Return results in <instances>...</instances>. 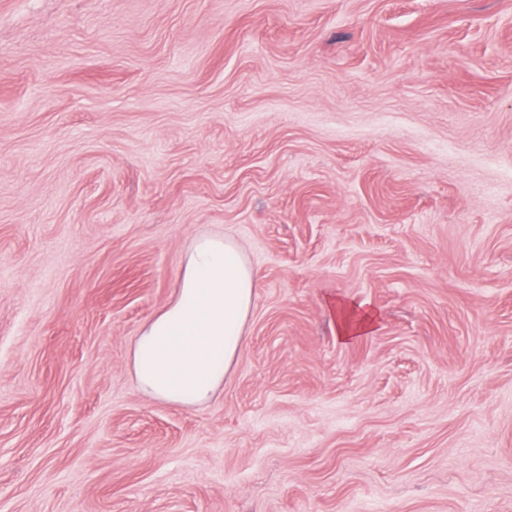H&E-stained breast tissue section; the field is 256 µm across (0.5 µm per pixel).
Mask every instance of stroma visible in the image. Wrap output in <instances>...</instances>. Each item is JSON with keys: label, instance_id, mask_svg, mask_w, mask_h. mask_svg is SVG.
I'll return each instance as SVG.
<instances>
[{"label": "stroma", "instance_id": "1", "mask_svg": "<svg viewBox=\"0 0 512 512\" xmlns=\"http://www.w3.org/2000/svg\"><path fill=\"white\" fill-rule=\"evenodd\" d=\"M212 233L186 409L128 356ZM0 512H512V0H0ZM254 294L253 268L235 240L192 238L175 296L134 341L130 366L140 390L183 408L212 401L239 356ZM328 307L336 315L337 338L345 342L368 333L376 321V314L364 305H354L336 298L329 302Z\"/></svg>", "mask_w": 512, "mask_h": 512}]
</instances>
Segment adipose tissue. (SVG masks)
<instances>
[{
    "instance_id": "adipose-tissue-1",
    "label": "adipose tissue",
    "mask_w": 512,
    "mask_h": 512,
    "mask_svg": "<svg viewBox=\"0 0 512 512\" xmlns=\"http://www.w3.org/2000/svg\"><path fill=\"white\" fill-rule=\"evenodd\" d=\"M255 294L253 268L239 245L222 234L192 238L181 259L179 286L140 330L130 366L141 391L183 408L213 400L241 350ZM338 339L368 333L375 313L335 299Z\"/></svg>"
}]
</instances>
